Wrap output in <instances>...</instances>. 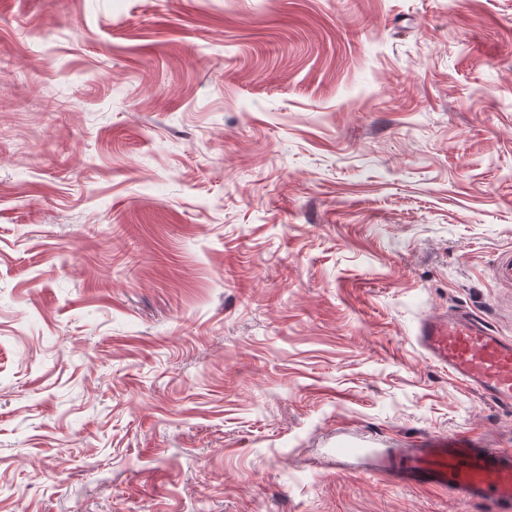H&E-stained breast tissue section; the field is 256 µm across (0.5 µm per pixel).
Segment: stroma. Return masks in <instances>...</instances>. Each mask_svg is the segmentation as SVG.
<instances>
[{
	"mask_svg": "<svg viewBox=\"0 0 512 512\" xmlns=\"http://www.w3.org/2000/svg\"><path fill=\"white\" fill-rule=\"evenodd\" d=\"M512 0H0V512H488L348 428L512 445ZM415 338L454 380L495 404L512 407V338L500 336L462 307L425 316ZM332 450L338 468L346 466L350 460L363 458L373 452L365 439L353 436L337 437Z\"/></svg>",
	"mask_w": 512,
	"mask_h": 512,
	"instance_id": "stroma-1",
	"label": "stroma"
}]
</instances>
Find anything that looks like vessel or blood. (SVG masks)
<instances>
[{"mask_svg": "<svg viewBox=\"0 0 512 512\" xmlns=\"http://www.w3.org/2000/svg\"><path fill=\"white\" fill-rule=\"evenodd\" d=\"M416 342L432 361L469 390L512 407V338L500 336L465 308L430 314L418 324ZM337 466L368 456L366 440L343 436L333 444ZM374 475L448 489L470 502L512 512V449L481 440L442 435L381 455Z\"/></svg>", "mask_w": 512, "mask_h": 512, "instance_id": "vessel-or-blood-1", "label": "vessel or blood"}]
</instances>
